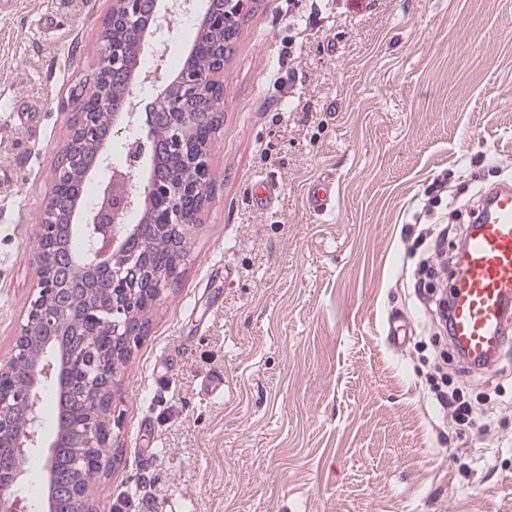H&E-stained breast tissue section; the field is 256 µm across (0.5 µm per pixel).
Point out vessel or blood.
Masks as SVG:
<instances>
[{
  "mask_svg": "<svg viewBox=\"0 0 512 512\" xmlns=\"http://www.w3.org/2000/svg\"><path fill=\"white\" fill-rule=\"evenodd\" d=\"M330 184L308 196L314 212L333 209ZM459 275L449 304V338L471 365L491 366L512 333V187L487 190L457 255Z\"/></svg>",
  "mask_w": 512,
  "mask_h": 512,
  "instance_id": "b4317fda",
  "label": "vessel or blood"
}]
</instances>
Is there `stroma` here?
I'll use <instances>...</instances> for the list:
<instances>
[{
  "instance_id": "35a3bbf8",
  "label": "stroma",
  "mask_w": 512,
  "mask_h": 512,
  "mask_svg": "<svg viewBox=\"0 0 512 512\" xmlns=\"http://www.w3.org/2000/svg\"><path fill=\"white\" fill-rule=\"evenodd\" d=\"M110 5L0 14V363ZM209 164L202 221L113 388L96 512L134 485L130 512H512V346L471 370L438 308L480 191L512 182V0H251ZM456 389L464 423L440 400ZM335 192L329 183H318L308 195V206L316 213H324L334 208Z\"/></svg>"
}]
</instances>
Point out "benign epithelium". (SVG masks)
<instances>
[{
  "instance_id": "obj_1",
  "label": "benign epithelium",
  "mask_w": 512,
  "mask_h": 512,
  "mask_svg": "<svg viewBox=\"0 0 512 512\" xmlns=\"http://www.w3.org/2000/svg\"><path fill=\"white\" fill-rule=\"evenodd\" d=\"M250 0H208L196 10V0H112L101 32L98 68L92 85L77 94L78 111L65 137L54 185L46 197L39 224L40 250L37 295L26 323L15 336L10 360L0 371L23 369L22 389L0 400V512H29L17 487L32 448L47 456L60 448L73 449L67 472L47 468L46 495L37 512H93L83 481L87 463L101 462L111 447L112 388L122 372L131 343L143 334L142 306H151L170 274L155 267L148 233H167L168 248L182 249L181 229L200 222L208 201V152L198 147V134L217 125L214 108L224 95V61L233 50L232 34ZM195 17L199 38L182 68H165L169 43L175 36L174 17ZM153 42L152 70L136 74L130 54L140 56ZM215 61L200 69L193 58L201 52ZM149 82L155 92L153 111L142 116L131 104L136 81ZM125 137L129 170L112 167L105 153L112 139ZM95 163L83 166L88 149ZM179 161L172 180L160 170L163 157ZM105 174L97 203L84 208L81 197L67 209L64 190L92 170ZM139 210L143 218L128 223ZM84 247H57V229ZM91 274L84 302L70 304L69 289L59 278ZM59 390H79L80 403L57 423L45 439L39 403L47 381Z\"/></svg>"
}]
</instances>
